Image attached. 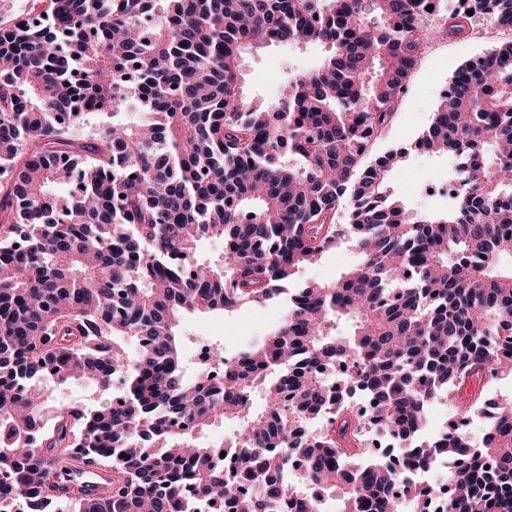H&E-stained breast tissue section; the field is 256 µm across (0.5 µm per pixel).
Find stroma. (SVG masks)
Listing matches in <instances>:
<instances>
[{"label":"stroma","instance_id":"35a3bbf8","mask_svg":"<svg viewBox=\"0 0 512 512\" xmlns=\"http://www.w3.org/2000/svg\"><path fill=\"white\" fill-rule=\"evenodd\" d=\"M509 42H512V29L495 22L488 23L485 36L479 40L470 39L465 34L436 37L429 51L417 60L395 118L383 136L373 144L371 154L383 153L418 136L436 109L442 89L447 86L458 67L469 59ZM321 55V48L314 45L247 50L242 59L245 90L254 100L267 101L291 72L315 66ZM451 164V158L445 155L413 153L393 173L391 190L404 202L410 216L426 212H447V197L424 195L421 187L427 179L447 180ZM356 261V249L352 244H345L324 253L315 263L301 268L292 285L300 288L314 281H333ZM281 313L282 302L276 299L262 307H244L220 317H187L181 325L186 352L194 354L197 342L204 340L220 345L226 354H235L259 341L278 321ZM111 402V393L77 381L54 387L49 405L61 408L68 404H79L97 409L107 407Z\"/></svg>","mask_w":512,"mask_h":512}]
</instances>
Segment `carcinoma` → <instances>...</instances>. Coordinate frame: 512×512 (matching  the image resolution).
I'll use <instances>...</instances> for the list:
<instances>
[{"instance_id": "obj_1", "label": "carcinoma", "mask_w": 512, "mask_h": 512, "mask_svg": "<svg viewBox=\"0 0 512 512\" xmlns=\"http://www.w3.org/2000/svg\"><path fill=\"white\" fill-rule=\"evenodd\" d=\"M472 2L512 26V0ZM425 3L46 0L44 23L0 17V512H191L190 494L320 512L303 485L336 512H512V404L469 388L512 372V42L457 69L419 137L365 161L424 45L467 31V14L426 24ZM290 45L322 63L250 98L244 51ZM97 105L105 121L76 133ZM412 152L455 161L447 213L412 220L390 192ZM205 239L223 258L183 265ZM346 241L358 263L299 289L260 342L215 348L222 374L186 369L185 317L263 306ZM47 372L126 382L42 421ZM355 387L371 409L349 405ZM437 398L487 417L484 444L423 440ZM221 421L240 423L222 453L201 441ZM368 427L398 448L365 459ZM73 458L112 476L91 490ZM421 471L443 479L419 489Z\"/></svg>"}]
</instances>
